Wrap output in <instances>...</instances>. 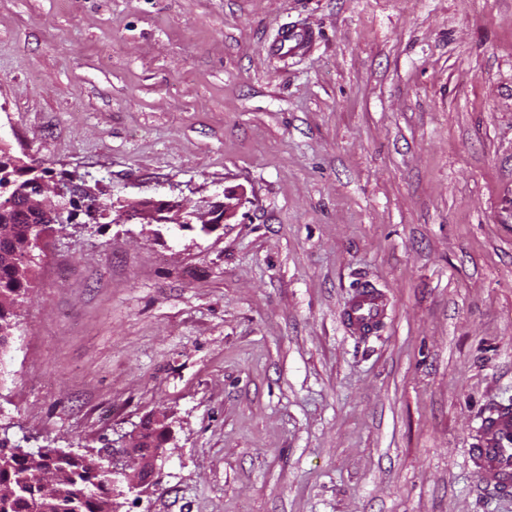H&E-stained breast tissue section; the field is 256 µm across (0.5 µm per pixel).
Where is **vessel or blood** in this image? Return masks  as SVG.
Instances as JSON below:
<instances>
[{
	"label": "vessel or blood",
	"instance_id": "b4317fda",
	"mask_svg": "<svg viewBox=\"0 0 512 512\" xmlns=\"http://www.w3.org/2000/svg\"><path fill=\"white\" fill-rule=\"evenodd\" d=\"M388 314L386 300L370 288L360 289L345 305L343 318L359 335ZM468 457L474 474L502 495L512 494V402L483 415L474 430Z\"/></svg>",
	"mask_w": 512,
	"mask_h": 512
}]
</instances>
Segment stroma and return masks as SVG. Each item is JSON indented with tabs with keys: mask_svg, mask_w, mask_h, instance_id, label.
Returning a JSON list of instances; mask_svg holds the SVG:
<instances>
[{
	"mask_svg": "<svg viewBox=\"0 0 512 512\" xmlns=\"http://www.w3.org/2000/svg\"><path fill=\"white\" fill-rule=\"evenodd\" d=\"M0 140L87 191L0 355L11 441L166 415L119 512H512L466 457L512 402V0H0ZM227 187L207 234L118 217ZM245 202L246 197L243 190L224 188V202L214 206L212 214H216V216L212 220L202 222L201 226L204 225L202 230L208 231L210 227L213 230L215 227L213 225L216 224H231L229 221L237 215ZM388 314V303L373 288H361L345 305L343 318L348 328L363 335Z\"/></svg>",
	"mask_w": 512,
	"mask_h": 512,
	"instance_id": "35a3bbf8",
	"label": "stroma"
}]
</instances>
